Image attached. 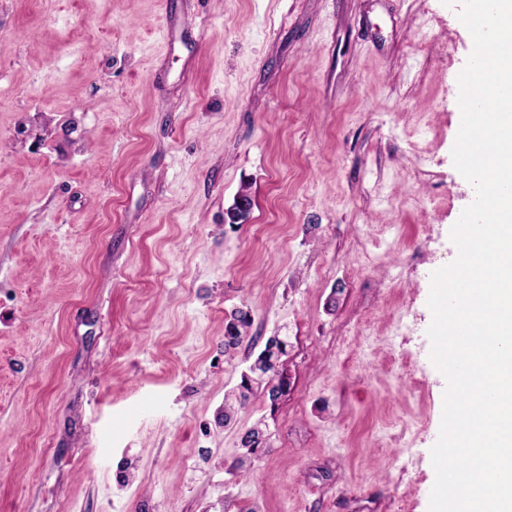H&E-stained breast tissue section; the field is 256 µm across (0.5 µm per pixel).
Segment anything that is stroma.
<instances>
[{
    "instance_id": "stroma-1",
    "label": "stroma",
    "mask_w": 512,
    "mask_h": 512,
    "mask_svg": "<svg viewBox=\"0 0 512 512\" xmlns=\"http://www.w3.org/2000/svg\"><path fill=\"white\" fill-rule=\"evenodd\" d=\"M459 7L0 0V512H429ZM250 324V315L247 312L238 311V314L227 324L226 336H224L225 351L236 348L243 341ZM286 341L285 337H270L266 341L264 349L256 358L257 360L253 365L254 368L250 367V373L258 375L259 378L270 373L275 375V364L281 355L286 353Z\"/></svg>"
}]
</instances>
